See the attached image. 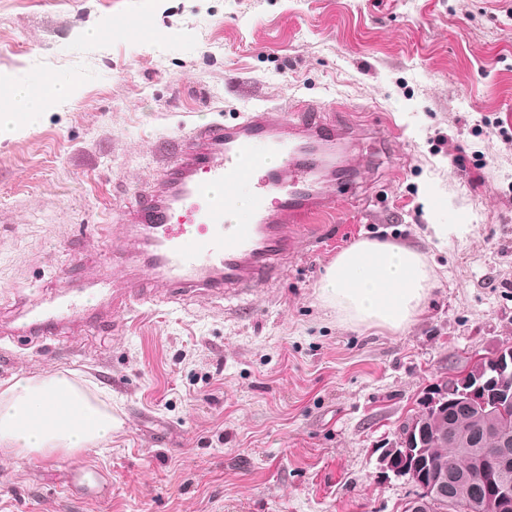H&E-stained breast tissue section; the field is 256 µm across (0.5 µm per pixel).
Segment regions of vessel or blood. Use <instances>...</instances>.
<instances>
[{
  "instance_id": "obj_1",
  "label": "vessel or blood",
  "mask_w": 512,
  "mask_h": 512,
  "mask_svg": "<svg viewBox=\"0 0 512 512\" xmlns=\"http://www.w3.org/2000/svg\"><path fill=\"white\" fill-rule=\"evenodd\" d=\"M343 126L325 124L298 106L293 118L278 122L266 112L240 113L234 123L198 126L183 139L175 163L164 164V179L142 193L125 223L138 227L141 256L151 281L131 279L126 294L141 297L149 288L188 293L202 288H257L277 274L295 248V236H314L322 219L336 211L330 184L336 179V150L345 146ZM279 164H269V156ZM253 203L251 223L229 218L239 194ZM87 298H61L32 311L21 329L45 341L54 331L83 322ZM68 490L103 491L97 472L73 469Z\"/></svg>"
}]
</instances>
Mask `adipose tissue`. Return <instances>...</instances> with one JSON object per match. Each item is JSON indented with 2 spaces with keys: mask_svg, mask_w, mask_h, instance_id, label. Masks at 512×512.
Wrapping results in <instances>:
<instances>
[{
  "mask_svg": "<svg viewBox=\"0 0 512 512\" xmlns=\"http://www.w3.org/2000/svg\"><path fill=\"white\" fill-rule=\"evenodd\" d=\"M13 106L0 109V143L13 139L71 86L0 73ZM431 288L424 257L407 246L362 241L340 253L317 287L320 299L355 326L407 327ZM112 439V415L67 375L18 378L0 389V453L23 458L37 452L91 448Z\"/></svg>",
  "mask_w": 512,
  "mask_h": 512,
  "instance_id": "1",
  "label": "adipose tissue"
}]
</instances>
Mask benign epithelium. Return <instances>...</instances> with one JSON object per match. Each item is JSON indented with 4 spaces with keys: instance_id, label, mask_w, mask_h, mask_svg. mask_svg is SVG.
<instances>
[{
    "instance_id": "benign-epithelium-1",
    "label": "benign epithelium",
    "mask_w": 512,
    "mask_h": 512,
    "mask_svg": "<svg viewBox=\"0 0 512 512\" xmlns=\"http://www.w3.org/2000/svg\"><path fill=\"white\" fill-rule=\"evenodd\" d=\"M469 409L492 405L499 411L512 405V347L491 356L475 358L469 367L454 379L453 388L446 386L428 397L421 415L402 431L395 447L382 453L383 468L408 477L419 488L418 494L405 505V512H429L436 498H448V510L456 507L448 495V473L445 464L429 450L428 419L448 414V406ZM495 440L480 444V457L469 470L461 473L470 501L468 512H512V484L502 480L501 472L512 467V440L496 434Z\"/></svg>"
}]
</instances>
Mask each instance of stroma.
<instances>
[{"mask_svg":"<svg viewBox=\"0 0 512 512\" xmlns=\"http://www.w3.org/2000/svg\"><path fill=\"white\" fill-rule=\"evenodd\" d=\"M1 70L77 93L0 143V385L72 373L113 426L91 449L0 457V512H403L416 489L383 449L433 388L512 346V0H0ZM302 103L350 127L362 169L281 276L131 300L43 344L19 331L100 272L142 274L122 214L193 127ZM365 240L428 259L405 329L351 326L316 294ZM77 462L104 495L67 491Z\"/></svg>","mask_w":512,"mask_h":512,"instance_id":"obj_1","label":"stroma"}]
</instances>
